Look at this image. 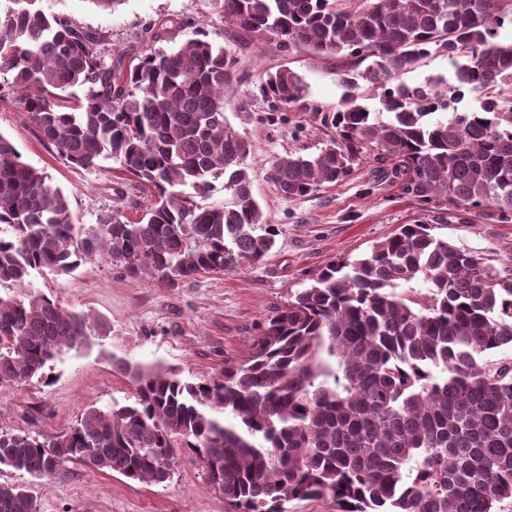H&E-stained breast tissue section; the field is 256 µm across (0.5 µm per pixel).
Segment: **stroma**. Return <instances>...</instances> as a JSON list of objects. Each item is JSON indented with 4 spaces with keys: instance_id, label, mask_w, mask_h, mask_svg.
<instances>
[{
    "instance_id": "1",
    "label": "stroma",
    "mask_w": 512,
    "mask_h": 512,
    "mask_svg": "<svg viewBox=\"0 0 512 512\" xmlns=\"http://www.w3.org/2000/svg\"><path fill=\"white\" fill-rule=\"evenodd\" d=\"M39 6L50 16H70L133 57L176 49L199 30L226 46L237 67L224 91V111L254 147L246 160L254 193L279 233L260 264L224 275L199 274L176 289L130 279L96 257L72 274L36 277L35 286L60 306L89 315L90 344L60 352L51 364L49 382L0 389V429L55 435L72 427L89 405L104 409L131 402L134 386L117 368L120 360L156 365L187 380L218 375L225 361L247 353L267 317L308 287L326 264L364 256L400 225L420 218L398 185L377 181L370 151L345 181L303 197L282 195L268 177L275 157L291 151L315 153L328 144L332 131L321 118L347 92L341 72L356 78L360 103L378 119L389 120L380 90L362 80L365 67L354 59L318 56L304 48L281 52L253 38L227 40L223 20L205 17L202 0H123L113 10L91 0H40ZM163 17L181 20L184 26L160 42L141 40L143 27ZM284 65L303 79L306 106L272 112L258 86L265 72ZM454 72L447 55L438 51L401 80L410 85L433 80L445 88L454 83ZM0 133L14 142L24 162L46 172L64 190L80 223L95 224L101 213L115 207L130 220L141 217L146 194L130 187L124 196L115 193L122 175L118 162L106 159L87 170L70 166L54 147L42 143L20 105L7 98L0 100ZM432 233L496 269L512 268V223L452 221L433 225ZM0 482L30 485L41 512H235L182 448L171 479L161 485L82 463L67 464L35 483L0 468Z\"/></svg>"
}]
</instances>
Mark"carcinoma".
Masks as SVG:
<instances>
[{
    "label": "carcinoma",
    "mask_w": 512,
    "mask_h": 512,
    "mask_svg": "<svg viewBox=\"0 0 512 512\" xmlns=\"http://www.w3.org/2000/svg\"><path fill=\"white\" fill-rule=\"evenodd\" d=\"M39 0H0V91L20 100L44 141L75 168L119 161L154 191L141 219L119 209L93 228L44 171L0 133V387L46 377L64 349L87 343L89 316L35 287L99 257L134 280L178 288L197 274L252 266L277 229L253 192L252 145L224 113L237 60L203 31L134 61L103 35ZM228 40L282 51L373 59L361 78L383 90L388 121L346 94L316 154L274 159L279 191L303 197L350 176L372 149L386 179L420 211L365 257L332 262L277 309L249 354L196 382L128 363L134 402L88 406L52 436L0 430V467L42 480L68 463L141 482L169 480L176 449L238 512H287L330 496L340 512H498L512 500V269L435 237L430 224L512 222V0H202ZM183 23L149 22L162 40ZM106 47L108 60L101 59ZM433 51L455 62L442 90L400 76ZM89 85L84 97L73 89ZM272 107L305 99L287 66L265 75ZM481 95L478 109L462 106ZM438 111L444 120H431ZM227 199L209 201L213 182ZM420 277L422 294L396 289ZM0 512H39L24 486L0 483Z\"/></svg>",
    "instance_id": "cac0c4a2"
}]
</instances>
